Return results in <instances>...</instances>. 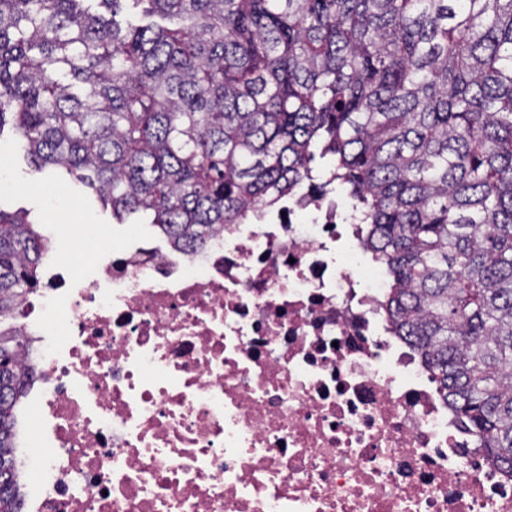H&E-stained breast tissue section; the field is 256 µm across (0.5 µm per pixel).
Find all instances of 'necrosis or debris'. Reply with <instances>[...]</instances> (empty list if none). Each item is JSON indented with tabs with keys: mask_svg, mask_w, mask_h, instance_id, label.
Returning <instances> with one entry per match:
<instances>
[{
	"mask_svg": "<svg viewBox=\"0 0 512 512\" xmlns=\"http://www.w3.org/2000/svg\"><path fill=\"white\" fill-rule=\"evenodd\" d=\"M332 179L200 249L113 242L23 300L21 512H512Z\"/></svg>",
	"mask_w": 512,
	"mask_h": 512,
	"instance_id": "necrosis-or-debris-1",
	"label": "necrosis or debris"
}]
</instances>
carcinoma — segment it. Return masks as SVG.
Segmentation results:
<instances>
[{"label":"carcinoma","instance_id":"carcinoma-1","mask_svg":"<svg viewBox=\"0 0 512 512\" xmlns=\"http://www.w3.org/2000/svg\"><path fill=\"white\" fill-rule=\"evenodd\" d=\"M85 2L0 0V132L34 170L196 249L333 158L393 330L512 476V0ZM48 250L0 209V321ZM19 348L0 329V512H18Z\"/></svg>","mask_w":512,"mask_h":512}]
</instances>
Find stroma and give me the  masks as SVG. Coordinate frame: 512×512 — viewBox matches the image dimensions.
Segmentation results:
<instances>
[{"label":"stroma","instance_id":"1","mask_svg":"<svg viewBox=\"0 0 512 512\" xmlns=\"http://www.w3.org/2000/svg\"><path fill=\"white\" fill-rule=\"evenodd\" d=\"M5 177L11 189L0 194V208L28 211L31 220L50 239L51 253H62L71 275L83 273L88 257L89 246L80 237L78 226L101 225L102 244L106 247L112 241L131 237L132 224L116 223L93 190L51 168L34 171L22 147L15 146Z\"/></svg>","mask_w":512,"mask_h":512}]
</instances>
